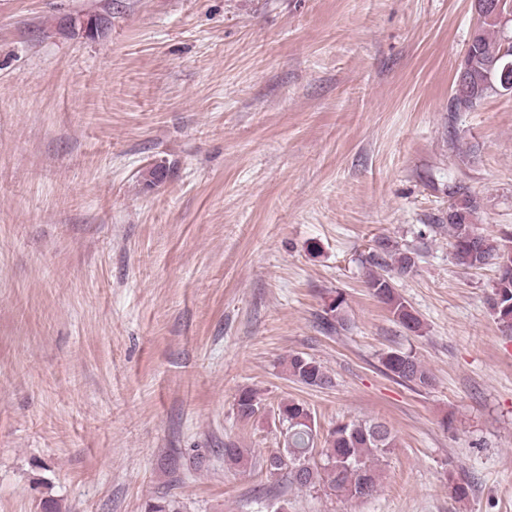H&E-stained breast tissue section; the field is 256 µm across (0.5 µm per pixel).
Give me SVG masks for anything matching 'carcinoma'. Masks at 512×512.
I'll return each instance as SVG.
<instances>
[{"instance_id":"obj_1","label":"carcinoma","mask_w":512,"mask_h":512,"mask_svg":"<svg viewBox=\"0 0 512 512\" xmlns=\"http://www.w3.org/2000/svg\"><path fill=\"white\" fill-rule=\"evenodd\" d=\"M480 22L457 67L450 112L476 109L494 92H512V29L497 16L482 9V0H473ZM479 203L471 194L459 193L448 210V243L455 263L467 270L488 265L497 277L489 297L490 310L497 323L512 332V232L499 236L478 232L473 217ZM367 288L386 306L393 319L405 329L417 333L422 322L408 302L396 291L395 278L409 274L415 267L413 252L387 238L376 241L364 256ZM344 299L337 295L326 304L327 330L345 329ZM386 374L406 385L425 387L432 377L412 354L399 350L382 359ZM287 371L296 381L317 388L328 387L332 378L320 363L302 355L288 357ZM237 413L251 418L261 408V399L252 388H243L235 398ZM282 426L284 448L263 460L272 476L284 475L299 488H319L348 499H360L376 492L379 473L377 457L396 447L391 430L381 422L358 420L338 424L320 439L317 421L302 402L286 399L277 407ZM224 460L245 467L252 460L249 449L233 442L224 444Z\"/></svg>"}]
</instances>
